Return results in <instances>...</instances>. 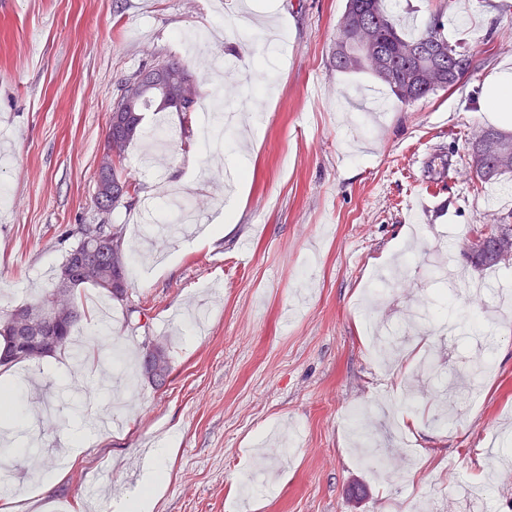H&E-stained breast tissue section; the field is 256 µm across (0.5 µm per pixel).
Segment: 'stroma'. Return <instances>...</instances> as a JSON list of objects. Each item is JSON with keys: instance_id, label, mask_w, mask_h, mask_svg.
<instances>
[{"instance_id": "obj_1", "label": "stroma", "mask_w": 512, "mask_h": 512, "mask_svg": "<svg viewBox=\"0 0 512 512\" xmlns=\"http://www.w3.org/2000/svg\"><path fill=\"white\" fill-rule=\"evenodd\" d=\"M346 0H0V313L51 288L85 224L122 228L128 297L85 287L82 349L133 366L144 337L167 346L161 388L100 384L71 350L37 365L20 412L26 439L7 459L18 512H106L137 487L151 448L172 447L153 512H512V481L488 455L512 457V317L471 326L468 300L413 244L467 281L458 227L502 224L512 173L484 184L469 142L512 112H484L488 81L512 72V0H386L405 33L434 16L474 69L406 106L366 73L336 70ZM201 79L200 111L148 113L178 133L162 172L124 160L139 193L105 213L96 169L122 79L156 56ZM237 112L222 156L202 136L215 90ZM177 187L200 223L234 203L233 233L169 243L155 271L144 212ZM491 361L480 396L467 384ZM117 414L103 427L87 397ZM411 412L414 429L396 418ZM83 455L60 482L59 438Z\"/></svg>"}]
</instances>
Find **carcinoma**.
<instances>
[{
    "label": "carcinoma",
    "mask_w": 512,
    "mask_h": 512,
    "mask_svg": "<svg viewBox=\"0 0 512 512\" xmlns=\"http://www.w3.org/2000/svg\"><path fill=\"white\" fill-rule=\"evenodd\" d=\"M365 7L364 17L373 29V41L362 44L352 50L351 54L337 62L335 67L341 72L368 71L377 76L376 60L380 59L392 71V81L386 83L395 98V103L407 105L425 98L438 90H446L454 86L461 78L473 70L472 56L456 50L448 43L443 34V23L439 19L430 25L405 36L398 32L396 25L384 8V0H361ZM429 43L446 51L445 65L436 83L426 87L420 76L438 65L437 60L429 54L420 53L417 48ZM177 112L179 108L174 100L165 96L151 94L142 98L134 112L119 113V123L112 126V132L119 133L122 151H127L133 140L145 135L143 126L144 113ZM471 157L474 162V175L478 181L488 183L506 173H512V133L488 128L480 133V141L471 144ZM120 156L112 164V184H121L124 192L112 196L98 207L108 212L117 207L123 200H133L138 188L134 181L124 173ZM464 254L470 259L474 268L482 270L493 266L512 267V224H501L490 227V232L467 237L463 240ZM132 255L131 250L108 253L98 248L94 254L97 262L96 272L87 274L77 272L70 281L68 288H52L35 303L23 304L6 313L0 321V367L19 364L27 357L12 353V346L19 327L18 318L37 308L56 294L66 295L70 305L63 307V314L56 320L46 323L41 334L36 336L38 350L43 356L49 357L64 349L69 343L73 327L85 313L78 289L86 284L100 288L113 301H120L126 294L124 286L128 285L125 270ZM170 370V357L167 347L154 345V351H145L142 355L141 371L144 379L160 388L166 383Z\"/></svg>",
    "instance_id": "cac0c4a2"
}]
</instances>
